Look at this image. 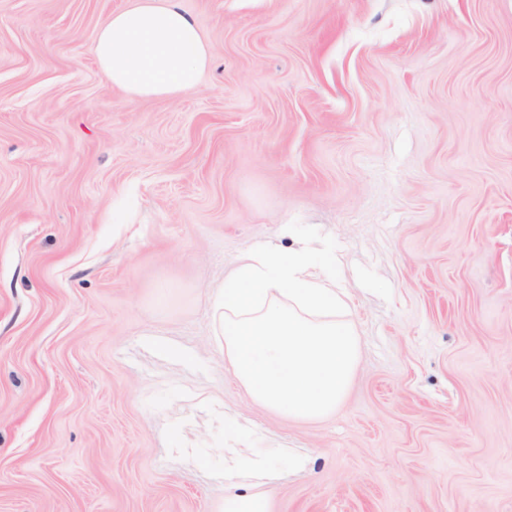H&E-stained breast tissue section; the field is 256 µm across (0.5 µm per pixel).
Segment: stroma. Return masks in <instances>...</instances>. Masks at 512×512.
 Masks as SVG:
<instances>
[{
    "label": "stroma",
    "mask_w": 512,
    "mask_h": 512,
    "mask_svg": "<svg viewBox=\"0 0 512 512\" xmlns=\"http://www.w3.org/2000/svg\"><path fill=\"white\" fill-rule=\"evenodd\" d=\"M127 5L0 0V512H224L242 454L272 512H512V0H179L210 66L134 101ZM294 221L362 340L313 422L210 307Z\"/></svg>",
    "instance_id": "stroma-1"
}]
</instances>
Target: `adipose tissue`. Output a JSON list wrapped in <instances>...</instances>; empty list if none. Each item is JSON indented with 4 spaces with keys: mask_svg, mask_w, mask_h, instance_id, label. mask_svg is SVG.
<instances>
[{
    "mask_svg": "<svg viewBox=\"0 0 512 512\" xmlns=\"http://www.w3.org/2000/svg\"><path fill=\"white\" fill-rule=\"evenodd\" d=\"M94 53L102 74L128 98H161L197 88L210 52L176 0H134L107 16Z\"/></svg>",
    "mask_w": 512,
    "mask_h": 512,
    "instance_id": "ef3b65f1",
    "label": "adipose tissue"
}]
</instances>
